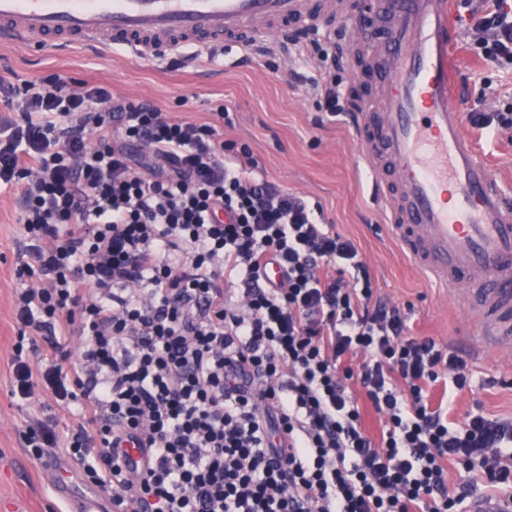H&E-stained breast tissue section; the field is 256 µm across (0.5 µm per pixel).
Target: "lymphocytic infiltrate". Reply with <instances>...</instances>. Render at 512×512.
<instances>
[{
  "mask_svg": "<svg viewBox=\"0 0 512 512\" xmlns=\"http://www.w3.org/2000/svg\"><path fill=\"white\" fill-rule=\"evenodd\" d=\"M464 2L484 59L512 62V0ZM2 190L38 271L16 298L12 393L78 411L24 437L112 512H459L478 489L512 494V419L455 423L430 400L469 387L465 359L410 336L353 240L215 123L1 76ZM74 336L72 368L24 351Z\"/></svg>",
  "mask_w": 512,
  "mask_h": 512,
  "instance_id": "f902f5d3",
  "label": "lymphocytic infiltrate"
}]
</instances>
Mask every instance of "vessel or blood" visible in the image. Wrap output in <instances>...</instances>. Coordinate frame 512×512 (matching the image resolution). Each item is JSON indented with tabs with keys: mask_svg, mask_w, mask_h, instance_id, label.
Returning a JSON list of instances; mask_svg holds the SVG:
<instances>
[{
	"mask_svg": "<svg viewBox=\"0 0 512 512\" xmlns=\"http://www.w3.org/2000/svg\"><path fill=\"white\" fill-rule=\"evenodd\" d=\"M384 36L372 59L381 88L359 111L362 159L399 247L459 306L475 312L485 345L512 346V190L464 130L450 47L453 0H372ZM348 0L330 22L367 38ZM311 0H0V40L41 48L109 39L160 61L228 46L248 50L270 33L311 27ZM46 477L60 497L72 473ZM469 512H512V496H481Z\"/></svg>",
	"mask_w": 512,
	"mask_h": 512,
	"instance_id": "1",
	"label": "vessel or blood"
}]
</instances>
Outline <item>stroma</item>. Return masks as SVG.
Wrapping results in <instances>:
<instances>
[{"instance_id": "obj_1", "label": "stroma", "mask_w": 512, "mask_h": 512, "mask_svg": "<svg viewBox=\"0 0 512 512\" xmlns=\"http://www.w3.org/2000/svg\"><path fill=\"white\" fill-rule=\"evenodd\" d=\"M456 24L452 53L459 66L463 111L512 106V65H485L466 21L460 18ZM303 39L335 47V60L318 67L273 37L256 50L222 51L217 60L180 68L109 46H78L67 52L9 46L0 48V74L12 71L20 82L53 76L76 86L88 82L116 98L152 101L173 118L207 121L213 112L224 111L219 132L225 142L247 146L270 179L307 196L319 206L324 222L354 241L376 296L405 309L410 335L435 338L449 352L467 355L471 387L456 394L449 420L461 421L470 412L512 417V357L489 348L475 350V317L435 288L402 252L386 226L371 175L357 162L361 146L355 112L362 97L355 92L345 43L329 27ZM329 74L335 75L347 106L335 117L324 100L323 82ZM467 133L500 179L512 185V127H471ZM25 253L15 199L0 192V512H71L75 499L85 496L96 498L106 512L104 493L78 476L72 479V499L57 498L40 462L28 455L22 424L30 414L68 424L73 413L54 404L22 403L11 395L14 295L31 284L17 275Z\"/></svg>"}]
</instances>
